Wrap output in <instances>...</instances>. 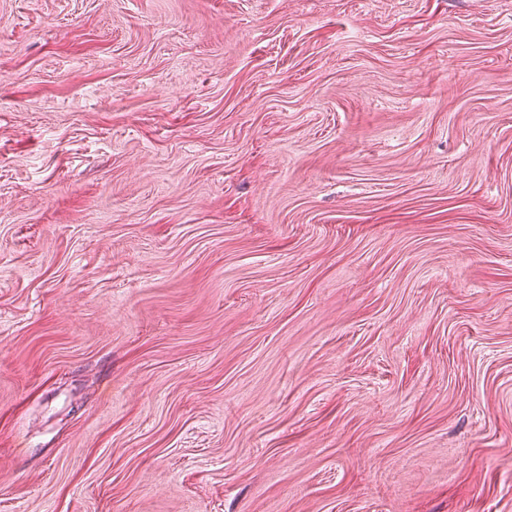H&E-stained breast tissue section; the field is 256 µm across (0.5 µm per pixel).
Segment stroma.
Returning <instances> with one entry per match:
<instances>
[{"mask_svg":"<svg viewBox=\"0 0 512 512\" xmlns=\"http://www.w3.org/2000/svg\"><path fill=\"white\" fill-rule=\"evenodd\" d=\"M0 512H512V0H0Z\"/></svg>","mask_w":512,"mask_h":512,"instance_id":"obj_1","label":"stroma"}]
</instances>
